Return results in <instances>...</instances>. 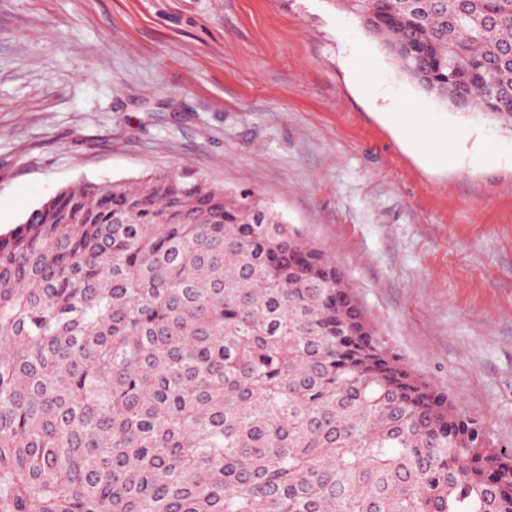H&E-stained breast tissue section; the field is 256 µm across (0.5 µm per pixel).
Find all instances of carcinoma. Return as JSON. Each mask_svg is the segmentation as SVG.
Here are the masks:
<instances>
[{
    "mask_svg": "<svg viewBox=\"0 0 512 512\" xmlns=\"http://www.w3.org/2000/svg\"><path fill=\"white\" fill-rule=\"evenodd\" d=\"M337 4L512 132V0ZM335 280L187 170L45 202L0 235V512H512V452H475Z\"/></svg>",
    "mask_w": 512,
    "mask_h": 512,
    "instance_id": "1",
    "label": "carcinoma"
}]
</instances>
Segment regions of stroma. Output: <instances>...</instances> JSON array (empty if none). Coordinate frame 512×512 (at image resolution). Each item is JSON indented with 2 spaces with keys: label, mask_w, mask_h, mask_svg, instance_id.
<instances>
[{
  "label": "stroma",
  "mask_w": 512,
  "mask_h": 512,
  "mask_svg": "<svg viewBox=\"0 0 512 512\" xmlns=\"http://www.w3.org/2000/svg\"><path fill=\"white\" fill-rule=\"evenodd\" d=\"M180 168L321 248L512 448V133L427 97L335 0H0V234L73 185Z\"/></svg>",
  "instance_id": "1"
}]
</instances>
